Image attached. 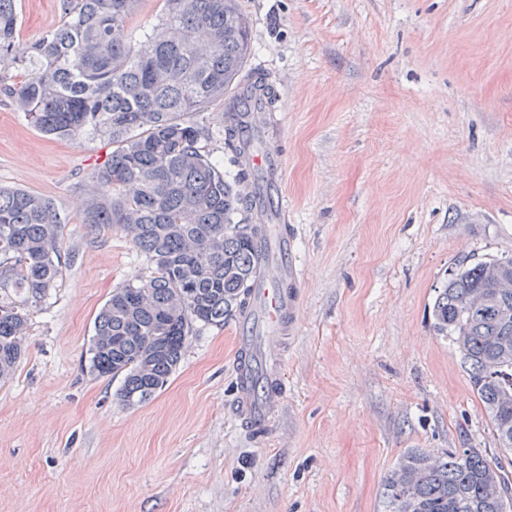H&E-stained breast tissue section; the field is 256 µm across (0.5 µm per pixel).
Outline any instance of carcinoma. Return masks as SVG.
<instances>
[{
    "label": "carcinoma",
    "instance_id": "cac0c4a2",
    "mask_svg": "<svg viewBox=\"0 0 512 512\" xmlns=\"http://www.w3.org/2000/svg\"><path fill=\"white\" fill-rule=\"evenodd\" d=\"M143 0H59L60 21L22 52L15 47L17 0H0V95L46 135L112 139L93 181L84 223L117 225L153 265L146 279L113 291L87 350L98 377L123 378L121 401H149L168 383L196 323L214 324L251 300L260 264L272 262L281 227L259 221L261 173L245 158L264 140L245 131L251 97L270 112L269 74L244 72L249 31L237 0H159L154 23L135 28ZM24 77L7 82L5 72ZM224 103L221 133L235 171L224 173L201 142L197 116ZM53 202L0 187V382L25 354L29 308L61 271ZM434 330L450 337L500 447L512 451V257L459 263L435 288ZM389 512H504L512 479L478 448L433 458L404 456L386 478Z\"/></svg>",
    "mask_w": 512,
    "mask_h": 512
}]
</instances>
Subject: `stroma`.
Here are the masks:
<instances>
[{
	"mask_svg": "<svg viewBox=\"0 0 512 512\" xmlns=\"http://www.w3.org/2000/svg\"><path fill=\"white\" fill-rule=\"evenodd\" d=\"M247 65L278 95L261 134L302 268L272 429L233 413L234 318L195 326L168 384L129 407L85 366L114 289L152 272L120 227L85 224L96 135L38 130L0 95V187L53 200L61 273L0 385V512H388L410 451L478 448L512 474L435 288L512 256V0H239ZM18 0V47L59 22Z\"/></svg>",
	"mask_w": 512,
	"mask_h": 512,
	"instance_id": "stroma-1",
	"label": "stroma"
}]
</instances>
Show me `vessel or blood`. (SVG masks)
<instances>
[{"mask_svg": "<svg viewBox=\"0 0 512 512\" xmlns=\"http://www.w3.org/2000/svg\"><path fill=\"white\" fill-rule=\"evenodd\" d=\"M260 192L268 213L284 217L279 185L267 181ZM272 247L278 258L277 268L258 273L254 301L239 315L235 332V415L260 432L271 427L284 394L277 338L291 331L295 324V286L299 276L292 236H279Z\"/></svg>", "mask_w": 512, "mask_h": 512, "instance_id": "b4317fda", "label": "vessel or blood"}]
</instances>
